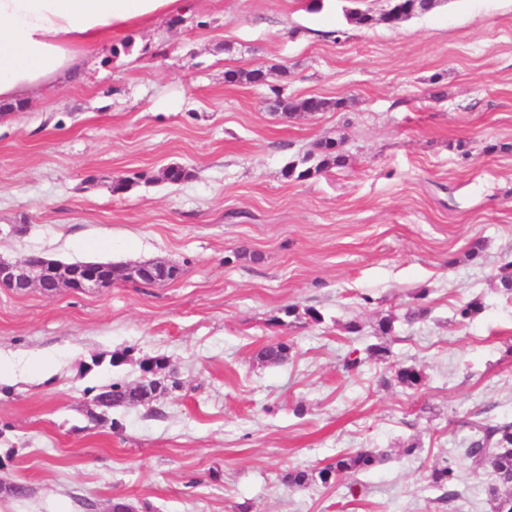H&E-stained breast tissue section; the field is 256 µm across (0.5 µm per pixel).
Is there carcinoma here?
Listing matches in <instances>:
<instances>
[{
    "label": "carcinoma",
    "mask_w": 512,
    "mask_h": 512,
    "mask_svg": "<svg viewBox=\"0 0 512 512\" xmlns=\"http://www.w3.org/2000/svg\"><path fill=\"white\" fill-rule=\"evenodd\" d=\"M287 78V71L278 70L267 76L260 70L227 72V79L231 82L246 80L248 82L263 81L269 87L274 97L279 99L288 110V113L321 111L327 106V102L321 100L317 103L311 99L290 100L284 95L283 82ZM336 140L325 139L316 145V149L307 152L302 162L315 161V165L309 166L298 172V177L306 178L318 175L329 168L345 163V156L336 149ZM484 303L475 297L457 310L459 322L470 320L475 314L481 312ZM288 343L278 342L261 349L259 359L264 362L277 364L288 358ZM398 383L418 388L424 381L422 370L415 366L401 367L395 371ZM131 387L119 382H114L101 389L98 396L112 398L115 407L129 405L126 393ZM467 425L474 432L465 450V456L471 462L481 468H487L494 477L495 484L490 487L491 512H512V421H500L491 417L472 420ZM388 455L372 450H358L354 453L339 454L318 471L316 477L323 485L337 481L341 476H354L368 471L376 465L386 461ZM457 479L456 466L447 460L433 467L430 473V486L442 491L441 499L451 500L456 497L454 490Z\"/></svg>",
    "instance_id": "obj_1"
}]
</instances>
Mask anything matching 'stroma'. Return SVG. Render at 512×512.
<instances>
[{
	"label": "stroma",
	"mask_w": 512,
	"mask_h": 512,
	"mask_svg": "<svg viewBox=\"0 0 512 512\" xmlns=\"http://www.w3.org/2000/svg\"><path fill=\"white\" fill-rule=\"evenodd\" d=\"M187 4L0 114V259L180 268L86 294L0 288L18 363L0 384V512H488L492 476L454 420L512 418V295L495 281L512 261V0L370 28L347 21L356 0ZM260 67L330 108L284 114L268 86L224 80ZM327 138L344 166L285 177ZM171 165L190 178L163 180ZM278 341L287 360L259 361ZM379 342L384 360L347 368ZM157 356L165 390L95 421L100 388L136 385ZM402 366L423 386L399 384ZM363 448L389 459L328 486L283 480ZM445 459L448 502L429 484ZM457 479L456 466L454 463L449 462L447 459L443 460L441 464L433 467L430 473V486L443 491L440 499L451 500L456 497V491L453 489Z\"/></svg>",
	"instance_id": "35a3bbf8"
}]
</instances>
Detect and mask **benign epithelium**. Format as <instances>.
Masks as SVG:
<instances>
[{"instance_id": "1", "label": "benign epithelium", "mask_w": 512, "mask_h": 512, "mask_svg": "<svg viewBox=\"0 0 512 512\" xmlns=\"http://www.w3.org/2000/svg\"><path fill=\"white\" fill-rule=\"evenodd\" d=\"M171 269L172 264L168 262H156L148 266L132 265L126 272L118 274L103 266L85 265L75 269L41 257L23 262L0 260V286L16 291L65 287L75 292L91 293L112 287L120 275L126 280L144 284L173 280L177 274Z\"/></svg>"}]
</instances>
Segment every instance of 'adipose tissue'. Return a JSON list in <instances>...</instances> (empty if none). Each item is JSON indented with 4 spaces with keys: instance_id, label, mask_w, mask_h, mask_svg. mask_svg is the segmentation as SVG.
I'll use <instances>...</instances> for the list:
<instances>
[{
    "instance_id": "ef3b65f1",
    "label": "adipose tissue",
    "mask_w": 512,
    "mask_h": 512,
    "mask_svg": "<svg viewBox=\"0 0 512 512\" xmlns=\"http://www.w3.org/2000/svg\"><path fill=\"white\" fill-rule=\"evenodd\" d=\"M184 0H0V103L75 73L104 38L183 10Z\"/></svg>"
}]
</instances>
